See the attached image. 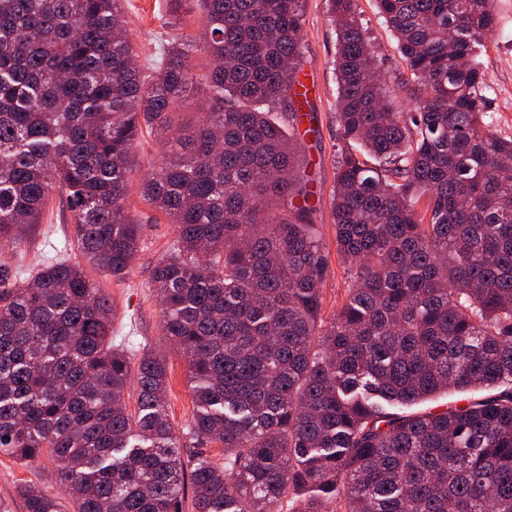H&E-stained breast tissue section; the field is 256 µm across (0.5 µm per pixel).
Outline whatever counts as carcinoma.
Here are the masks:
<instances>
[{"label":"carcinoma","instance_id":"obj_1","mask_svg":"<svg viewBox=\"0 0 512 512\" xmlns=\"http://www.w3.org/2000/svg\"><path fill=\"white\" fill-rule=\"evenodd\" d=\"M493 2L375 0L409 74L394 79L404 111L356 0H329L331 210L354 285L327 322L330 254L291 164L310 117L304 0H199L205 36H171L148 80L123 0H0V247L21 246L60 192L85 262L124 279L143 237L125 205L132 147L160 134L142 189L178 229L152 282L190 369L197 512L289 496L292 512H512V138L485 111L478 61ZM201 81L206 111L177 121ZM114 317L79 263L24 280L0 264V451L53 458L71 512H181L165 363L145 352L131 367ZM449 391L479 396L396 412ZM18 495L25 512H65L49 492Z\"/></svg>","mask_w":512,"mask_h":512}]
</instances>
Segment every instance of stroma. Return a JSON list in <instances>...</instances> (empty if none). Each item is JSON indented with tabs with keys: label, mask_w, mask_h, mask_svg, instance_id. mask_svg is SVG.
Segmentation results:
<instances>
[{
	"label": "stroma",
	"mask_w": 512,
	"mask_h": 512,
	"mask_svg": "<svg viewBox=\"0 0 512 512\" xmlns=\"http://www.w3.org/2000/svg\"><path fill=\"white\" fill-rule=\"evenodd\" d=\"M359 20L377 54L379 73L393 81L402 73L403 62L396 41L384 24L374 0H357ZM125 23L135 37L136 62L144 73L157 70L170 34L200 36L204 29L203 11L198 0H185L180 13H173L169 0H124ZM497 25L479 61L491 87L488 111L496 113V129L512 137V0H496ZM303 58L301 76L309 87V105L314 115V130L294 144V166H306L320 192V205L313 216L316 227L333 241L331 195L334 186V155L341 145L336 113L337 83L334 71L336 33L327 0H306L302 22ZM126 204L144 226L143 244L129 274L120 281L88 269L114 303L117 314L112 323L114 343L126 344L132 359L146 351L161 354L167 365L169 385L166 406L169 419L179 437V453L191 461L195 448L185 433L194 405L189 368L184 356L165 342L160 323V302L153 288L152 275L157 261L176 238L175 225L169 224L142 196L139 177H132ZM80 261L71 214L64 196L53 194L39 222L31 231L27 246L20 251H0V262L17 267L21 276L34 273L48 259ZM55 465L50 458L24 463L0 453V503L9 512H23L16 494L29 485L55 491Z\"/></svg>",
	"instance_id": "35a3bbf8"
}]
</instances>
